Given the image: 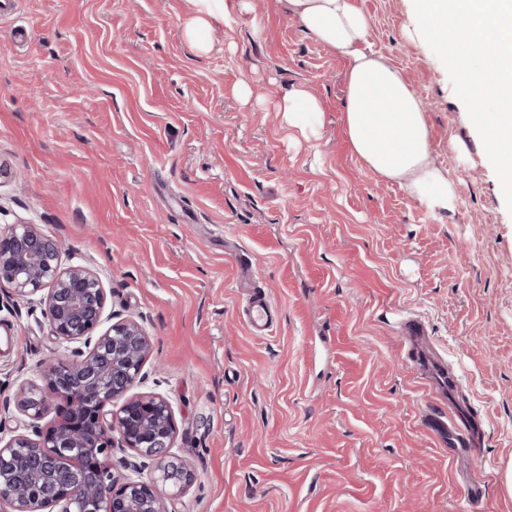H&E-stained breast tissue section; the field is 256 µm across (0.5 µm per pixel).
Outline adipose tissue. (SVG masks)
<instances>
[{"label":"adipose tissue","instance_id":"adipose-tissue-1","mask_svg":"<svg viewBox=\"0 0 512 512\" xmlns=\"http://www.w3.org/2000/svg\"><path fill=\"white\" fill-rule=\"evenodd\" d=\"M301 28L347 62L344 124L356 154L379 177L404 185L433 216L459 206L456 182L431 157L421 102L400 72L368 40L370 20L354 0H284ZM184 37L196 54L209 48L216 25H231L245 0H189ZM282 124L305 142H318L324 127L320 99L295 85L277 103Z\"/></svg>","mask_w":512,"mask_h":512}]
</instances>
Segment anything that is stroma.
Returning a JSON list of instances; mask_svg holds the SVG:
<instances>
[{
    "label": "stroma",
    "mask_w": 512,
    "mask_h": 512,
    "mask_svg": "<svg viewBox=\"0 0 512 512\" xmlns=\"http://www.w3.org/2000/svg\"><path fill=\"white\" fill-rule=\"evenodd\" d=\"M354 3L422 100L455 213L427 214L358 158L346 62L282 0H248L202 56L187 0L0 10V228L41 224L63 263L101 277L109 311L144 324L143 388L172 402L195 474L174 512H512V213L445 67L402 35L413 0ZM299 83L323 104L315 146L275 109ZM245 269L277 308L271 335L244 319ZM400 311L447 364V400L407 364ZM3 327L7 438L28 423L16 390L69 346L37 300L2 287ZM450 408L479 420V447L428 428Z\"/></svg>",
    "instance_id": "obj_1"
}]
</instances>
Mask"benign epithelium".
<instances>
[{"instance_id":"1","label":"benign epithelium","mask_w":512,"mask_h":512,"mask_svg":"<svg viewBox=\"0 0 512 512\" xmlns=\"http://www.w3.org/2000/svg\"><path fill=\"white\" fill-rule=\"evenodd\" d=\"M60 242L34 222L0 229V286L39 296L51 335L83 343L69 357L39 363L41 383L20 389L16 407L29 432L0 438V507L8 512H173L159 489L186 490L188 464L172 452L175 411L156 391L138 392L152 339L134 318L105 315L100 276L62 263ZM111 321L99 335L93 332ZM55 417L42 423L50 410ZM138 462L132 473L112 467V450Z\"/></svg>"}]
</instances>
